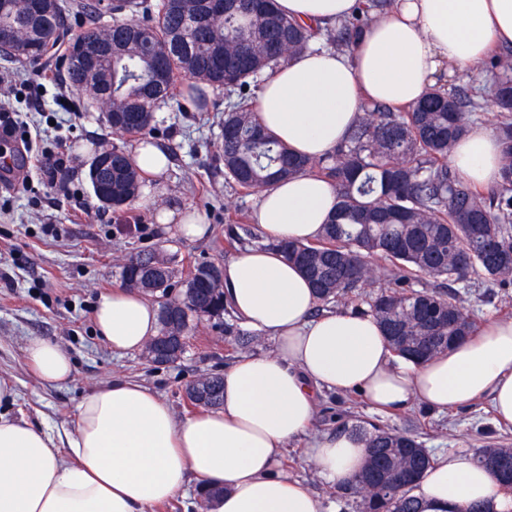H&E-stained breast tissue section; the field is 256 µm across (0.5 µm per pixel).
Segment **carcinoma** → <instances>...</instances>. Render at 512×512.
Segmentation results:
<instances>
[{"label": "carcinoma", "instance_id": "cac0c4a2", "mask_svg": "<svg viewBox=\"0 0 512 512\" xmlns=\"http://www.w3.org/2000/svg\"><path fill=\"white\" fill-rule=\"evenodd\" d=\"M387 0H362L336 26L321 33L281 14L274 0H226L214 10L208 0H47L46 12L33 15L23 6L0 14V26L12 40L0 45L3 56L38 64L49 47L68 41L64 77L82 98L103 113L113 131L136 134L151 130L156 107L175 99L174 77L227 92L221 123L220 158L224 178L249 195L273 182L316 171L335 185L336 211L313 244L278 243L297 264L318 301L360 309V290L372 288L377 273L371 259L391 264L390 278L364 300L392 350L410 358L440 353L472 326L470 311L455 293L416 290L413 276L423 273L448 284L481 280L512 284V160L501 181L486 192L471 188L448 169V152L478 115L477 102L487 98L498 113L497 131L512 157V56L494 54L480 67L494 73L486 87L466 83L448 92L432 88L416 104L395 110L384 105L364 108L348 141L326 160L314 161L288 152L253 118L252 102L260 78L282 60L321 38L350 51L363 29L382 13ZM80 11L91 24L72 36L67 16ZM112 13V24L99 18ZM98 47L93 68L82 60L87 40ZM162 64L167 78L157 81ZM92 188L112 183V208L134 199L137 169L129 154L112 147V166L90 167ZM125 282L159 303V333L145 348L146 358L160 366L184 354L190 318L224 315L221 270L213 262L196 265L176 280L168 262L139 255L123 268ZM179 295H173L176 287ZM222 381L217 373L190 384L187 395L196 406L216 408ZM365 438L368 459L356 483L341 490L356 500L358 512H422L410 486L397 477L417 481L430 455L417 437L400 430L372 431L362 422L348 428Z\"/></svg>", "mask_w": 512, "mask_h": 512}]
</instances>
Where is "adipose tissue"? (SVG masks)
Returning <instances> with one entry per match:
<instances>
[{
    "label": "adipose tissue",
    "instance_id": "1",
    "mask_svg": "<svg viewBox=\"0 0 512 512\" xmlns=\"http://www.w3.org/2000/svg\"><path fill=\"white\" fill-rule=\"evenodd\" d=\"M278 10L327 28L355 0H276ZM497 46L512 47V0H391L352 51L321 44L281 61L253 102L257 122L296 154L333 155L369 103H416L439 77L467 69ZM506 145L495 129L469 126L448 161L477 189L501 180ZM337 202L323 175L304 172L262 189L253 221L267 244L245 247L221 266L224 304L238 323L274 341L269 354H243L221 374L214 410L179 420L142 383L117 378L87 394L66 445L0 413V512H153L194 488L221 489L208 512H325L304 480L281 467L287 443L332 487L351 484L368 450L347 433L308 438L318 396L353 393L395 414L421 404L440 412L486 401L512 424V319L492 318L433 357L398 356L363 310L316 312L301 270L274 250L280 241L317 242ZM99 336L122 354L157 336L158 311L141 292L113 288L94 312ZM25 358L46 383L71 380L68 353L31 339ZM423 512H464L475 502L512 512L505 488L473 453H437L412 488Z\"/></svg>",
    "mask_w": 512,
    "mask_h": 512
}]
</instances>
